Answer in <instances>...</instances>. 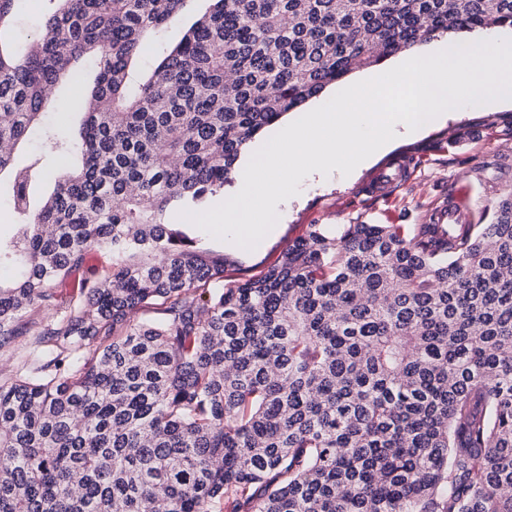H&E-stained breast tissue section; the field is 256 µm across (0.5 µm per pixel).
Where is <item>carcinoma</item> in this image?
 <instances>
[{
    "label": "carcinoma",
    "mask_w": 512,
    "mask_h": 512,
    "mask_svg": "<svg viewBox=\"0 0 512 512\" xmlns=\"http://www.w3.org/2000/svg\"><path fill=\"white\" fill-rule=\"evenodd\" d=\"M15 2L0 355L28 306L52 317L50 359L0 374V512H512V191L489 224H311L228 287L224 256L165 227L287 113L439 33L512 28V0H213L173 47L189 0H45L19 57ZM88 57L79 139L47 128L12 166ZM95 247L112 276L63 299ZM15 224L17 223L9 206L8 196L2 187L0 197V242L3 245L7 244L16 234L17 227Z\"/></svg>",
    "instance_id": "obj_1"
}]
</instances>
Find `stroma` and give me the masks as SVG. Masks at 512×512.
Segmentation results:
<instances>
[{
	"label": "stroma",
	"instance_id": "1",
	"mask_svg": "<svg viewBox=\"0 0 512 512\" xmlns=\"http://www.w3.org/2000/svg\"><path fill=\"white\" fill-rule=\"evenodd\" d=\"M400 161L405 181L376 194L384 167ZM466 187L471 221L489 223L498 198L512 190V102L466 106L421 137L396 141L350 178L332 173L305 182L278 208L277 234L255 251L227 252L226 284L263 274L312 224H417L430 207Z\"/></svg>",
	"mask_w": 512,
	"mask_h": 512
}]
</instances>
